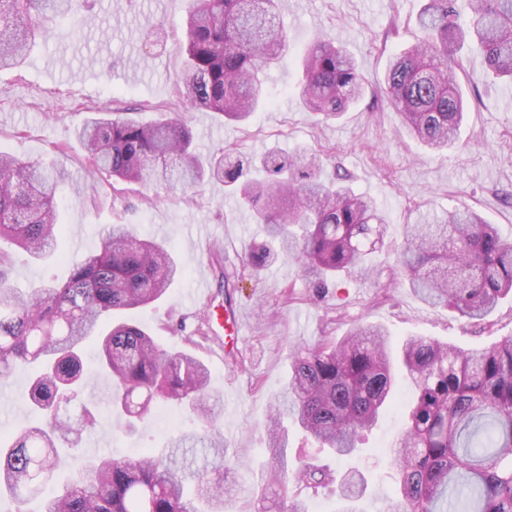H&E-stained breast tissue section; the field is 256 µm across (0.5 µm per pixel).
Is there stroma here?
I'll list each match as a JSON object with an SVG mask.
<instances>
[{
	"mask_svg": "<svg viewBox=\"0 0 512 512\" xmlns=\"http://www.w3.org/2000/svg\"><path fill=\"white\" fill-rule=\"evenodd\" d=\"M424 2L284 0L280 20L289 51L267 73V104L244 125L179 103L188 0H93L83 23L61 21L21 65L0 72V150L54 165L64 176V231L55 252L38 262L17 256L11 285L64 279L70 261L99 249L104 228L112 224L135 225L141 237L167 243L183 275L161 301L131 317L165 347L191 352L209 368L210 388L222 399L227 512H264L265 429L294 347L316 346L360 323L383 325L396 344L420 336L481 348L512 336V298L501 300L484 322L472 323L421 301L397 268L403 227L421 212L469 208L512 235V83L493 78L475 48L462 49L463 87L479 90L481 99L471 104L458 145L442 155L408 135L381 88L389 59L415 45ZM319 37L349 49L365 81L356 105L321 123L298 104L296 65L297 55ZM163 111L180 113L204 155L227 147L256 157L305 149L320 159L325 176L345 167L353 190L374 197L386 219L384 246L370 256L369 275L338 279L324 300H314L294 262L259 272L244 263L245 253L263 240L264 227L223 185L188 194L165 186L141 192L92 172L76 140L88 116L127 112L152 122ZM228 303L245 315V334L236 342L226 331ZM31 376L29 367L20 366L0 382L1 438L31 420L25 399ZM411 397L408 384L398 382L379 427L363 440L364 453L337 466L341 473L357 467L366 477L362 512H382L397 485L388 450L405 427ZM196 427L194 415L174 404L152 410L133 435L103 413L67 467L75 474L91 457L160 448Z\"/></svg>",
	"mask_w": 512,
	"mask_h": 512,
	"instance_id": "obj_1",
	"label": "stroma"
}]
</instances>
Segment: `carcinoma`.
Returning a JSON list of instances; mask_svg holds the SVG:
<instances>
[{"label": "carcinoma", "mask_w": 512, "mask_h": 512, "mask_svg": "<svg viewBox=\"0 0 512 512\" xmlns=\"http://www.w3.org/2000/svg\"><path fill=\"white\" fill-rule=\"evenodd\" d=\"M470 10L460 24L459 3ZM88 0H0V70L17 65L55 21ZM280 0H193L186 18L183 104L243 123L267 97L262 74L288 50L276 24ZM416 25L417 45L397 54L384 77L387 98L410 134L432 150L455 143L469 102L459 87L463 61L451 46L476 44L492 76L512 80V0H426ZM300 96L308 111L339 117L365 92L354 57L327 39L302 59ZM80 142L94 171L117 182L193 188L207 179L224 185L255 212L280 253L298 263L308 282L323 288L362 266L383 244L385 217L375 201L356 194L337 167L326 180L313 154H268L264 182L250 181L251 162L226 148L203 159L177 117L139 123L107 115L87 122ZM62 175L37 161L0 153V240L34 260L54 254L62 232L57 194ZM275 253L260 247L245 256L260 270ZM9 253L0 250V380L18 364L37 371L27 402L44 419L21 426L0 443V496L17 512L32 501L38 512H224L223 462L213 472H186L176 449L203 443L223 457L217 429L220 399L209 370L186 352L171 353L125 311L161 299L182 274L164 243L134 227L105 230L101 249L73 264L62 284L21 291L7 284ZM399 264L409 288L426 303L469 322L486 319L512 296V236H503L474 210L424 214L405 225ZM98 345L99 364L113 382L111 413L129 431L162 402L188 405L202 432L182 433L158 455L98 458L60 488H48L61 468L59 446L77 445L96 422L84 397L85 343ZM399 360L416 389L408 423L390 448L400 486L384 512H512V336L484 349H462L425 337L392 350L378 324H361L336 339L290 356L285 383L270 418L267 488H293L288 512H307L305 495L335 481L329 466L297 457L288 462L284 423L299 427L323 453L357 452L363 433L386 412ZM82 403L77 420L68 406ZM367 490L358 471L341 479L340 512Z\"/></svg>", "instance_id": "1"}]
</instances>
